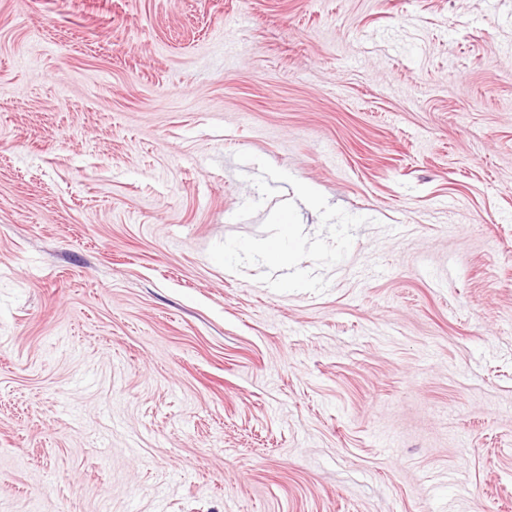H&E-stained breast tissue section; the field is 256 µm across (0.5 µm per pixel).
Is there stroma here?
<instances>
[{"instance_id":"stroma-1","label":"stroma","mask_w":512,"mask_h":512,"mask_svg":"<svg viewBox=\"0 0 512 512\" xmlns=\"http://www.w3.org/2000/svg\"><path fill=\"white\" fill-rule=\"evenodd\" d=\"M0 512H512V0H0Z\"/></svg>"}]
</instances>
